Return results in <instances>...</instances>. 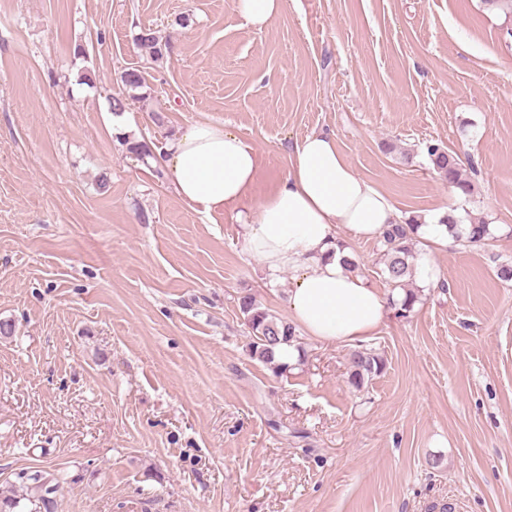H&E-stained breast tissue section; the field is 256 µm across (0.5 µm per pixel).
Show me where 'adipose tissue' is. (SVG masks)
Here are the masks:
<instances>
[{
	"label": "adipose tissue",
	"mask_w": 512,
	"mask_h": 512,
	"mask_svg": "<svg viewBox=\"0 0 512 512\" xmlns=\"http://www.w3.org/2000/svg\"><path fill=\"white\" fill-rule=\"evenodd\" d=\"M158 163L175 194L207 213L239 203L258 174L254 147L209 122L169 140ZM401 221L392 201L346 162L335 138L315 132L296 145L279 187L245 215L244 238L269 275L294 272L288 312L307 336L323 344L361 343L382 325L385 299L344 265L347 251L336 232L373 237Z\"/></svg>",
	"instance_id": "1"
}]
</instances>
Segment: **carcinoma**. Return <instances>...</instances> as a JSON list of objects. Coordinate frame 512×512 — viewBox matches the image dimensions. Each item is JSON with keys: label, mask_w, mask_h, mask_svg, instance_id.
Instances as JSON below:
<instances>
[{"label": "carcinoma", "mask_w": 512, "mask_h": 512, "mask_svg": "<svg viewBox=\"0 0 512 512\" xmlns=\"http://www.w3.org/2000/svg\"><path fill=\"white\" fill-rule=\"evenodd\" d=\"M134 41L146 48L153 57L163 56L168 48L156 32L140 30ZM427 156L437 173L448 186L463 195L472 194V184L462 169V161L457 152L438 144H426ZM420 225L411 219L404 224H391L383 229L379 236L383 259L381 274L392 285L403 291L404 298L399 303V315L411 313L418 301L417 293L408 288V281L413 271L412 241L417 236ZM491 235L490 225L484 220L470 221L466 232L467 242L474 245L483 244ZM240 311L251 336L250 351L254 358L277 373L288 370V365L276 359V351L281 346H293L296 342L295 328L262 308L250 296L240 300ZM349 383L363 387L365 380L380 373L384 367L383 359L371 349H354L348 353L346 360ZM16 484L25 490L21 495H0V512H57V492L60 479L49 477L41 470H21L15 473Z\"/></svg>", "instance_id": "1"}]
</instances>
